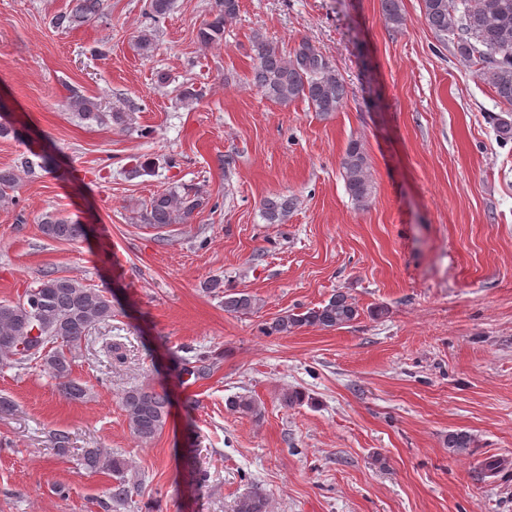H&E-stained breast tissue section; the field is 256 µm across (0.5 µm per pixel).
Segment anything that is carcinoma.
<instances>
[{"label": "carcinoma", "instance_id": "1", "mask_svg": "<svg viewBox=\"0 0 512 512\" xmlns=\"http://www.w3.org/2000/svg\"><path fill=\"white\" fill-rule=\"evenodd\" d=\"M70 13L60 15L55 24L70 28L102 14L104 0H73ZM424 17L435 35L441 39L452 36L453 54L459 60L476 67L477 77L505 106V116L496 117L497 133L503 140L512 139V0H423ZM172 0H149L148 18L157 21L167 15ZM384 18L398 24L402 20L400 0H381ZM238 0H215L210 19L199 29L201 44L209 46L222 41L226 25L236 18ZM136 48L145 58L156 49L154 33L144 29L137 36ZM255 63L251 82L268 98L286 105L296 100L308 102L316 112L329 114L339 111L347 99L345 80L325 55L308 40L301 41L285 54L279 46L254 38ZM65 107L80 114L86 121L97 124L113 122L124 125L128 114L120 107L109 111L94 100L72 94ZM41 161L24 159L20 166L0 169V203L13 204L22 176L31 174ZM341 176L349 197L365 206L373 193L368 155L361 141L351 140L341 161ZM203 205V197L193 187L179 193L165 190L153 195L140 215V221L155 228L186 223L194 211ZM296 207V200L284 196L263 201V218L268 224H284ZM41 230L56 241H74L84 236V227L63 217L43 219ZM256 299L244 293H224V310L247 314L255 309ZM112 298L103 291L90 288L68 276L45 274L14 301L0 302V368L24 366L39 362L56 380L61 394L71 401H83L89 388L71 377L73 351L83 339L100 325L112 320ZM359 317V309L345 292L338 291L327 302L304 313L285 312L265 324L263 333L288 336L302 326L323 329L348 325ZM41 345V353L30 352ZM120 406L130 433L140 442L149 443L162 433L169 418V400L165 392L149 385L132 386L122 393ZM227 408L235 413L258 416L261 401L247 395L232 396ZM474 439L465 431L448 433V451L455 455L470 452ZM511 461L491 456L482 461L481 474L491 477L506 468ZM80 465L88 472L107 473L114 483L108 498L123 506L132 498L135 484L125 477L128 462L100 448H87ZM235 512H270L269 498L256 489L239 498Z\"/></svg>", "mask_w": 512, "mask_h": 512}]
</instances>
